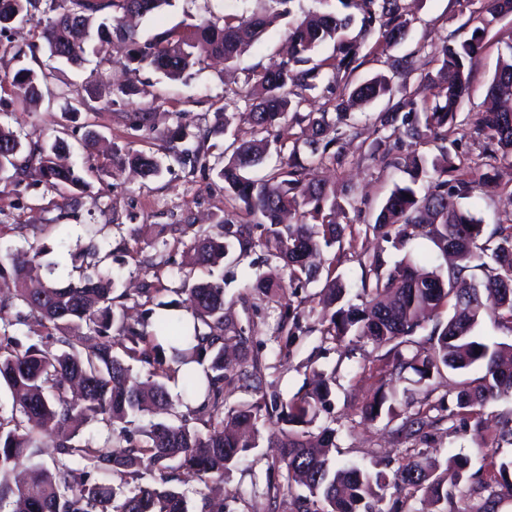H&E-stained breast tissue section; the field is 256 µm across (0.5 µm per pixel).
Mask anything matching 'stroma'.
Listing matches in <instances>:
<instances>
[{
	"mask_svg": "<svg viewBox=\"0 0 512 512\" xmlns=\"http://www.w3.org/2000/svg\"><path fill=\"white\" fill-rule=\"evenodd\" d=\"M409 33L405 41L388 47L377 35L363 36L360 25H353L347 38L363 40L365 62L349 79L358 83L389 69L391 60L406 55L416 64L436 56L444 42L469 39L475 27L484 30L483 50L474 69L470 95L456 117V153L471 180L490 177L493 185L477 189L458 198L462 209L481 219L485 231L512 219V165L485 157L482 140L474 133L472 122L481 110L487 88L502 56L512 50V14L491 17L482 12L480 0H407ZM264 0H172L171 7L144 16L136 30L141 38L164 31L180 22L193 23L202 17L219 18L227 14L249 15L264 9ZM287 21H280L255 42L239 59L235 72H225L223 64L203 67L189 82L171 81L151 70L139 74L124 72L118 60L120 48L110 50L109 58L88 55L82 65L49 60L48 51L33 23L16 26L0 35V104L6 113L0 122L30 134L48 138L66 133L70 145V162L86 167L84 191L73 192L68 201V216H61L58 192L44 186L31 185L26 175H17L14 184L0 193V248L12 252L28 250L32 241L44 243L47 251L43 263L69 273L75 267L95 263L86 252L89 239L85 225L100 227L97 238L106 266L119 274L129 299L125 314L129 321L144 317L143 306L137 305L138 289L152 281L155 263L163 254L182 261L193 242L196 228H210L225 217L247 222V215L224 193V183L215 174L189 172L179 164H171L159 178L144 180L130 172H113L107 159L110 144L128 145L146 150L151 140L142 138L126 126L127 112L153 106L158 127L181 125L188 132L212 125L217 112H226L231 125L224 135L207 141L209 157L219 156L234 139H249L253 130L246 119L250 100L245 95V78L250 69L266 67L281 60L287 35ZM23 67L45 69L37 105L25 104L13 86L14 73ZM126 82L133 92L116 105L107 102L112 84ZM84 100L79 111H71L69 95ZM386 99L355 109L352 117L358 134L346 146V161L315 170V178L328 187L349 186L357 199L355 209L346 218L355 242L353 249L338 251L323 248L324 259L339 258L336 269L346 284L350 304L359 306L365 254L380 250L388 262L403 258L405 253L423 256L426 267L442 265L443 259L426 239L420 238L397 249L373 235L366 227L377 214L395 185L409 177L368 153L375 139V118L386 106ZM94 130L99 143L93 155H86L82 139ZM254 271L248 262L224 261V299L228 312L248 336L250 357L262 369L260 390H252L240 381L224 389L227 406L250 405L266 399L287 401L300 390L311 388L313 372L319 368L335 369L331 405L320 412L310 425V432L330 427L336 431L337 458L374 472L392 474L405 451L384 430L382 422H368L362 406L376 389L388 383L390 370L378 362L376 347L369 342L336 344L324 340L320 329L325 313L319 302L322 282L316 281L298 289L293 299L301 313L303 331L290 349L288 357L279 355V339L274 331L280 321L278 306L262 301L253 290ZM512 413V397L486 406L482 424L449 422L433 431L427 445L439 462L459 454L468 459V474L484 481V489L471 496L454 498L450 512H512V496L501 487L489 484L488 448L498 430L501 416ZM274 419L259 426V445L251 449L219 488L224 497V512H258V494L264 491L271 475L270 465L278 459L277 449L268 445L274 431Z\"/></svg>",
	"mask_w": 512,
	"mask_h": 512,
	"instance_id": "35a3bbf8",
	"label": "stroma"
}]
</instances>
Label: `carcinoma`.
<instances>
[{"mask_svg": "<svg viewBox=\"0 0 512 512\" xmlns=\"http://www.w3.org/2000/svg\"><path fill=\"white\" fill-rule=\"evenodd\" d=\"M260 14L229 15L222 21L202 19L181 28L172 27L141 39L126 25L129 14L146 16L170 4V0H0V33L13 23L35 21L49 58L79 65L87 52L106 56L112 40L127 45L124 67L130 72L149 69L170 80L185 81L210 56L235 63L253 43L279 20L292 14L295 0H267ZM45 4L42 17L33 11ZM487 13L496 17L512 12V0H483ZM362 29L376 32L391 46L403 41L409 21L404 0H359ZM354 18L333 12H308L289 24L288 58L247 74L246 84L257 90L251 119L258 139L233 141L224 152L208 161L204 150L212 136L226 131L228 119L218 113L216 123L194 135L182 126L155 128L152 107L126 114L129 129L163 143L164 155L182 166L209 169L224 182V193L239 209L254 218V225L237 224L226 218L215 230L197 231L191 248L193 264L208 269L205 279L181 270L180 294L191 320H163L150 334L130 323L124 313L113 311L118 282L108 272L94 271L78 283L58 281L54 268L43 267L44 248L30 245L31 257L18 260L0 253V279L12 280V300H0V382L12 397L10 411L0 406V471L15 474L14 485L0 486V512H188L186 496L174 484L178 472L188 470L199 477L228 475L240 458L256 447L263 406L259 403L224 408V382L229 368L224 361V335L231 331L244 345V329L224 317V258L230 248L247 257L255 247L261 254L251 266L269 271L256 278L254 288L262 299L281 306L277 334L288 349L300 329V313L287 301L284 288H303L326 273L322 289L325 307L338 306L322 330L325 339L342 342L347 336L370 340L381 350L377 360L401 377L412 370L427 383L423 397L395 406V397L377 390L365 403L362 414L369 421L386 419L400 443L412 452L394 471L393 479L381 472L357 466H342L334 454L335 430L326 427L318 435L304 429L320 408L330 402L336 371L316 373L312 389L301 397L280 404L274 434L282 448L280 463L284 482L267 484V493L303 489L295 497L298 512H382L380 505L391 485L411 494L423 493L436 512L452 494L445 488L441 464L420 449L430 432L453 420L477 419L483 408L512 396V367L501 363L503 352L512 354V344L485 341L479 335L484 317L512 329V223L495 226L484 236V225L456 198L469 192L471 182L454 163L449 138L453 121L468 95L471 77L483 37L475 29L458 44H443L436 62V76L425 74L434 93L433 105L419 112L414 100L402 95L393 101L391 78L377 75L359 84L345 83L332 99L335 119L328 111L301 113L307 93L323 81L322 65L308 66L319 46L333 43L332 68L352 71L359 60L360 44L344 38ZM402 77L398 89L407 90V78L416 68L402 59L391 64ZM45 72L21 68L13 85L24 100L38 98ZM489 94L492 108L477 114L476 133L483 138L484 154L512 165V56L501 61ZM390 97L378 117L379 128L392 129L397 141L382 148V140L370 144L371 155L381 154L389 163L402 166L409 183L396 186L367 230L402 246L426 238L457 263L447 272L428 269L407 256L387 266L377 251L364 262L361 307L341 305L345 285L335 274L334 262L322 270L307 258L322 247L343 245L345 229L336 223V192L308 178L313 168L343 163L344 136L336 124L346 120L355 103H370ZM293 113L305 125L309 153L301 155L292 146L288 156L263 176L256 175L269 151L264 133ZM333 136L320 142V135ZM432 138L442 142L440 155L429 160L422 155H399L404 140ZM67 148L66 138L56 135L32 141L19 131L0 124V183H11L10 170H21L36 184L60 196L82 190L86 181L80 170L64 167L56 158ZM112 169L131 168L144 179L159 177L164 168L153 151L127 147L113 149ZM429 179L427 192L416 190L417 182ZM491 262H486L485 258ZM276 265H271V262ZM47 276H42L41 271ZM483 272L475 278L473 271ZM34 322L46 329L37 340L27 336L24 344L14 334ZM117 327L122 353L112 350V327ZM426 335L420 339V332ZM148 368L153 376L182 381L187 400L184 413L159 421L138 433L132 431L140 417L172 409L163 382L148 389L132 383V363ZM462 377L458 391H440L444 374ZM99 422L109 430L112 452H104L79 438L80 428ZM70 434L56 440L54 469L29 464L42 438L62 426ZM490 480L512 495V458L490 455ZM125 478L114 486L89 482L92 472ZM159 472L154 483L139 482L145 472Z\"/></svg>", "mask_w": 512, "mask_h": 512, "instance_id": "carcinoma-1", "label": "carcinoma"}]
</instances>
